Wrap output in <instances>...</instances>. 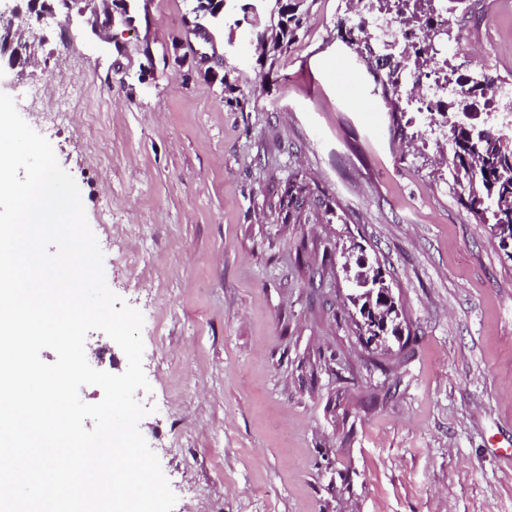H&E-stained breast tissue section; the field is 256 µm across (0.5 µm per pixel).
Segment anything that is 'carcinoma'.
<instances>
[{"instance_id":"1","label":"carcinoma","mask_w":512,"mask_h":512,"mask_svg":"<svg viewBox=\"0 0 512 512\" xmlns=\"http://www.w3.org/2000/svg\"><path fill=\"white\" fill-rule=\"evenodd\" d=\"M303 2L274 0L279 32L273 38V48H280L284 39L291 35V20ZM339 31L343 42L356 51L373 72L376 83L381 85L383 97L389 106L394 135L405 139L402 115L398 114L390 73L376 62L370 51L361 49L357 27L342 23ZM456 108L457 111L448 113V142L454 179L462 187L464 205L476 223L489 226L500 249L512 260V137L479 132L476 123L478 116L468 111L469 101L456 102ZM302 193L316 196L327 220L335 217L331 201L321 196V190H314L301 180L292 181L285 189L281 205L286 212L297 210L296 200Z\"/></svg>"}]
</instances>
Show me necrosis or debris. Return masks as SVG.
<instances>
[{
  "label": "necrosis or debris",
  "mask_w": 512,
  "mask_h": 512,
  "mask_svg": "<svg viewBox=\"0 0 512 512\" xmlns=\"http://www.w3.org/2000/svg\"><path fill=\"white\" fill-rule=\"evenodd\" d=\"M451 11L449 0H408L401 11L372 10L367 0H359L351 16L372 55L389 68L401 111L418 113L428 126L446 122L450 96L470 95L478 78L476 71L454 69L450 62L461 47L460 30L448 18ZM49 90L56 98L47 122L82 127L91 142H99L95 103L74 96L72 82L55 72H44L40 83L27 88L25 110L42 103Z\"/></svg>",
  "instance_id": "1"
}]
</instances>
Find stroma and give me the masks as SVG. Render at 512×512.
<instances>
[{"instance_id": "35a3bbf8", "label": "stroma", "mask_w": 512, "mask_h": 512, "mask_svg": "<svg viewBox=\"0 0 512 512\" xmlns=\"http://www.w3.org/2000/svg\"><path fill=\"white\" fill-rule=\"evenodd\" d=\"M486 0L454 63L512 82V11ZM189 0H135L134 25L56 13L16 96L55 71L104 103L107 132L25 121L77 182L108 287L144 323L139 429L172 512H512V261L461 188L338 36L343 0H305L295 38L261 54L269 10L212 42ZM230 71L227 102L200 55ZM111 159L99 167L95 154ZM306 179L338 220L279 216ZM378 261L404 335L366 346L346 256Z\"/></svg>"}]
</instances>
